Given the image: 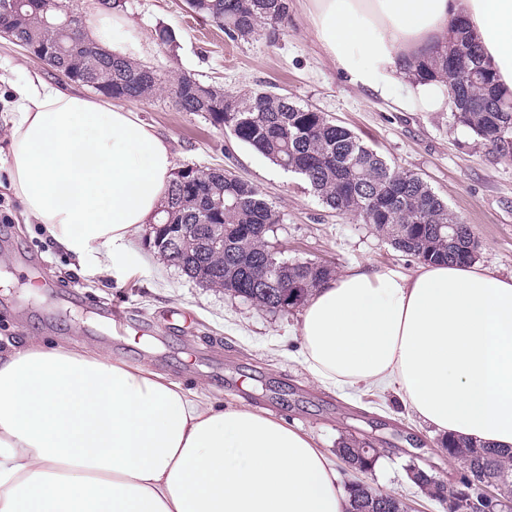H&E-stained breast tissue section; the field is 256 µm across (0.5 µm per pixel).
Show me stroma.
I'll list each match as a JSON object with an SVG mask.
<instances>
[{
    "label": "stroma",
    "instance_id": "obj_1",
    "mask_svg": "<svg viewBox=\"0 0 512 512\" xmlns=\"http://www.w3.org/2000/svg\"><path fill=\"white\" fill-rule=\"evenodd\" d=\"M288 4V23L276 35L264 31L232 42L185 0H125L130 38L116 51L164 76L181 71L238 96L266 89L328 115L396 169L426 180L471 227L477 262L511 276L512 158L481 145L449 111L400 110L352 84L318 43L309 0ZM162 27L171 31L174 47L158 41ZM29 72L71 88L48 65L0 37V212L10 218L0 223V276L7 279L0 287V337L107 344L113 356L146 362L225 406L270 412L329 453L344 438L376 440L385 453L364 481L402 495L409 512H445L409 481L407 470L424 467L453 482L462 465L442 454L434 427L394 390L320 385L304 362L302 308L272 314L191 282L142 232L133 241L130 270L117 279L100 273L93 260L76 263L56 247L8 183L11 87ZM131 108L169 144L176 167L223 168L256 186L281 215L274 243L285 258L326 263L340 272L359 265L409 275L419 267L418 259L395 251L361 217L330 209L301 178L229 131L178 111L167 90Z\"/></svg>",
    "mask_w": 512,
    "mask_h": 512
}]
</instances>
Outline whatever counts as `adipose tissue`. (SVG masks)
Returning <instances> with one entry per match:
<instances>
[{"label": "adipose tissue", "mask_w": 512, "mask_h": 512, "mask_svg": "<svg viewBox=\"0 0 512 512\" xmlns=\"http://www.w3.org/2000/svg\"><path fill=\"white\" fill-rule=\"evenodd\" d=\"M317 40L352 83L400 107L445 109L410 65L465 21L512 92V0H310ZM11 184L76 260L123 274L167 202L170 146L126 107L38 75L16 85ZM314 379L397 388L436 431L512 451V276L478 263L407 275L360 266L308 298ZM335 461L306 432L221 407L101 347L29 338L0 349V512H345Z\"/></svg>", "instance_id": "1"}]
</instances>
